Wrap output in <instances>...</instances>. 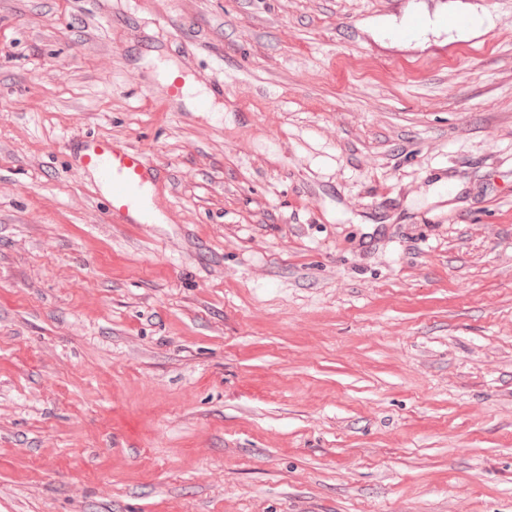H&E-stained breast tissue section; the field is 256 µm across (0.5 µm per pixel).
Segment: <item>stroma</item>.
<instances>
[{
	"label": "stroma",
	"mask_w": 512,
	"mask_h": 512,
	"mask_svg": "<svg viewBox=\"0 0 512 512\" xmlns=\"http://www.w3.org/2000/svg\"><path fill=\"white\" fill-rule=\"evenodd\" d=\"M0 512H512V0H0ZM75 169L96 176L112 217L123 224H144L136 202L146 188L162 181L164 171L142 150L95 137L78 143Z\"/></svg>",
	"instance_id": "obj_1"
}]
</instances>
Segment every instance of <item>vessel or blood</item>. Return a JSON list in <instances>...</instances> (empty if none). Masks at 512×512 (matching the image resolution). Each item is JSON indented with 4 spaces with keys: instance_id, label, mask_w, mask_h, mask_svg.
Returning <instances> with one entry per match:
<instances>
[{
    "instance_id": "vessel-or-blood-1",
    "label": "vessel or blood",
    "mask_w": 512,
    "mask_h": 512,
    "mask_svg": "<svg viewBox=\"0 0 512 512\" xmlns=\"http://www.w3.org/2000/svg\"><path fill=\"white\" fill-rule=\"evenodd\" d=\"M76 169L96 176L113 218L124 224L142 223L136 202L146 188L163 178L162 168L145 152L119 141L95 137L79 142Z\"/></svg>"
}]
</instances>
